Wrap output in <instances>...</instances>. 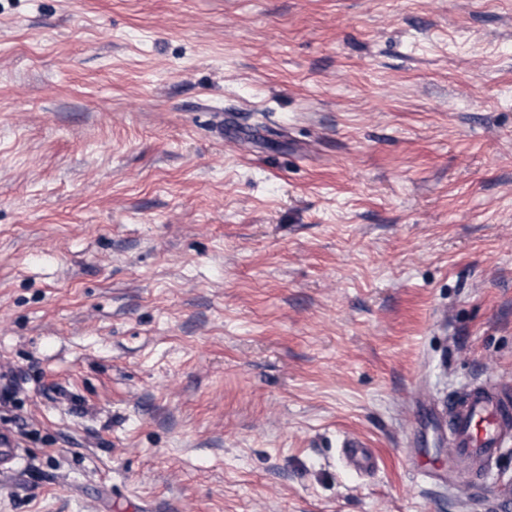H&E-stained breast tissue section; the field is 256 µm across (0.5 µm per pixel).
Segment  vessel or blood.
<instances>
[{
	"instance_id": "b4317fda",
	"label": "vessel or blood",
	"mask_w": 512,
	"mask_h": 512,
	"mask_svg": "<svg viewBox=\"0 0 512 512\" xmlns=\"http://www.w3.org/2000/svg\"><path fill=\"white\" fill-rule=\"evenodd\" d=\"M445 421L456 468L477 484L493 480L495 462L512 451V398L500 383L489 378L460 389L448 401ZM342 448L355 471L378 469V457L366 441L348 437Z\"/></svg>"
}]
</instances>
